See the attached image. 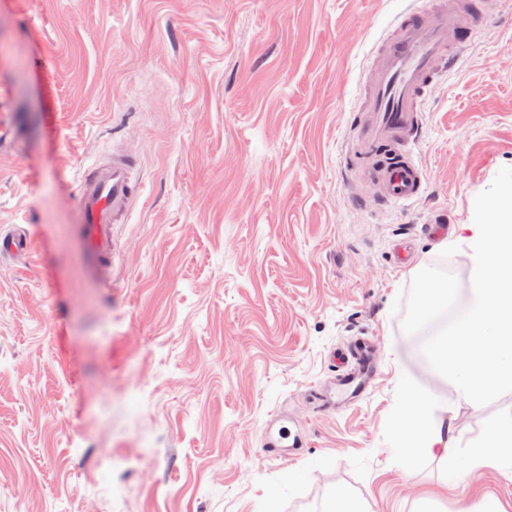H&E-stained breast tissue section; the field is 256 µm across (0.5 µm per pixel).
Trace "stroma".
<instances>
[{"label":"stroma","instance_id":"35a3bbf8","mask_svg":"<svg viewBox=\"0 0 512 512\" xmlns=\"http://www.w3.org/2000/svg\"><path fill=\"white\" fill-rule=\"evenodd\" d=\"M419 0H0V512H512V477L465 468L512 415L435 377L393 312L436 266L470 286L474 199L512 167V0L428 95L425 190L378 204L356 108ZM142 195L87 274L77 183L113 148ZM372 338L380 374L319 411L330 353ZM447 455L401 449L407 379ZM304 436L266 456L264 428ZM112 460L111 468L100 465ZM31 250V241L21 230L0 232V257L25 256Z\"/></svg>","mask_w":512,"mask_h":512}]
</instances>
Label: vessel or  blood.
<instances>
[{
  "label": "vessel or blood",
  "mask_w": 512,
  "mask_h": 512,
  "mask_svg": "<svg viewBox=\"0 0 512 512\" xmlns=\"http://www.w3.org/2000/svg\"><path fill=\"white\" fill-rule=\"evenodd\" d=\"M484 0H475L468 26L453 23L456 9L423 0L418 10L403 14L369 61L359 129L368 150V168L376 179L382 199L400 202L419 197L425 189V173L409 148L421 130L422 106L435 78L453 70L457 49L485 26ZM141 195L136 165L129 154L113 153L95 161L83 175L78 194L82 222L78 227L89 258L91 273L112 262L114 228L127 223ZM30 239L19 230L0 232V257L30 254ZM375 374L365 340H357L350 353L340 354L334 386L337 397H325L324 406L335 398L352 400L363 396ZM263 441L271 458L303 444L288 427L265 429Z\"/></svg>",
  "instance_id": "obj_1"
}]
</instances>
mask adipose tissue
Wrapping results in <instances>:
<instances>
[{"instance_id":"adipose-tissue-1","label":"adipose tissue","mask_w":512,"mask_h":512,"mask_svg":"<svg viewBox=\"0 0 512 512\" xmlns=\"http://www.w3.org/2000/svg\"><path fill=\"white\" fill-rule=\"evenodd\" d=\"M435 402L426 390L416 383H409L400 407V419L412 420L409 428H400L403 449L414 455L447 454L448 444L438 430L433 417ZM488 465L512 469V417H507L471 441L466 461L467 470Z\"/></svg>"}]
</instances>
